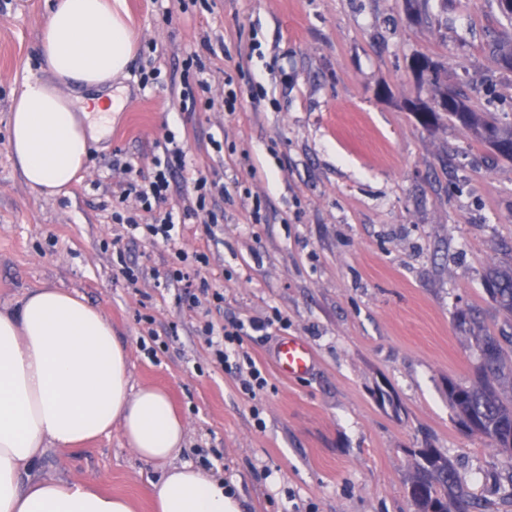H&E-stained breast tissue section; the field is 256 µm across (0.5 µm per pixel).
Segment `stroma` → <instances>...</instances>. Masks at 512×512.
I'll return each mask as SVG.
<instances>
[{
    "mask_svg": "<svg viewBox=\"0 0 512 512\" xmlns=\"http://www.w3.org/2000/svg\"><path fill=\"white\" fill-rule=\"evenodd\" d=\"M49 2L0 0V308L46 285L96 307L134 381L185 418L182 460L220 472L244 512H415L419 448L448 456L482 512H512V464L448 402L449 382L473 376L478 330L512 332L487 284L512 267V160L419 112L448 91L485 118L512 113L497 0H127L140 44L112 85L120 108L81 179L44 198L9 153L7 116L39 69ZM170 133L224 194L199 199L178 172L152 211L114 203L116 161L151 180ZM132 211L172 213L176 247L129 237L114 215ZM177 248L206 255L195 278L222 304L189 306L166 280ZM235 319L268 324L243 342L267 380L255 400L199 331ZM285 336L314 353L296 380L273 361ZM32 474L152 512L157 472L116 430L48 450Z\"/></svg>",
    "mask_w": 512,
    "mask_h": 512,
    "instance_id": "1",
    "label": "stroma"
}]
</instances>
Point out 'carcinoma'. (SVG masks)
<instances>
[{"mask_svg":"<svg viewBox=\"0 0 512 512\" xmlns=\"http://www.w3.org/2000/svg\"><path fill=\"white\" fill-rule=\"evenodd\" d=\"M438 106L471 129L501 157L512 160V122L487 121L470 112L455 95L443 93ZM488 292L499 308L512 315V268L496 270L488 278ZM476 349L488 354V373L476 368V379L469 385L448 382V401L462 428L475 426L482 439L505 452L501 445L512 442V399L502 397L497 385L507 373L506 362L512 359V334L495 335L484 331L474 337ZM416 473L411 483L419 485L424 497L417 512H478L479 502L464 486L448 457L433 448L418 451Z\"/></svg>","mask_w":512,"mask_h":512,"instance_id":"obj_1","label":"carcinoma"}]
</instances>
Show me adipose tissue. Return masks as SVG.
Segmentation results:
<instances>
[{
  "label": "adipose tissue",
  "instance_id": "1",
  "mask_svg": "<svg viewBox=\"0 0 512 512\" xmlns=\"http://www.w3.org/2000/svg\"><path fill=\"white\" fill-rule=\"evenodd\" d=\"M39 41L40 72L13 95L8 142L26 185L54 197L88 157V108L116 109L98 90L125 72L138 39L126 0H52ZM115 429L159 472L154 512H243L222 478L181 461L184 421L164 391L135 384L128 351L97 308L45 286L19 310L0 309V512H134L126 497L89 483L29 476L45 449Z\"/></svg>",
  "mask_w": 512,
  "mask_h": 512
}]
</instances>
